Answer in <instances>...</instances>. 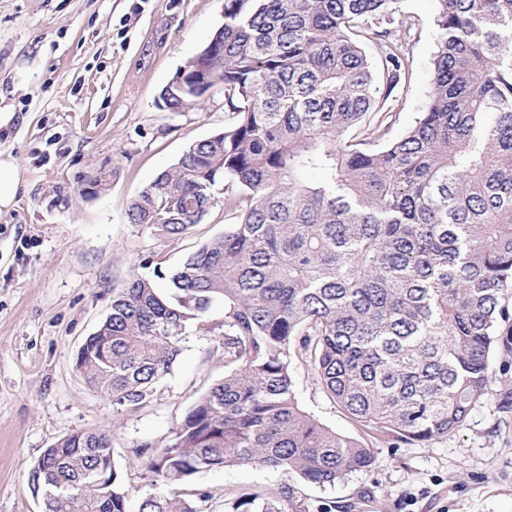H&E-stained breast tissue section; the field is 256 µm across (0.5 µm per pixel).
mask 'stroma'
Listing matches in <instances>:
<instances>
[{
    "instance_id": "stroma-1",
    "label": "stroma",
    "mask_w": 512,
    "mask_h": 512,
    "mask_svg": "<svg viewBox=\"0 0 512 512\" xmlns=\"http://www.w3.org/2000/svg\"><path fill=\"white\" fill-rule=\"evenodd\" d=\"M405 10L414 25L394 31L412 75L394 106L392 139L414 125L436 51L433 0H406ZM223 12L224 0H0V103L13 114L0 128V150L23 169L15 208L0 214V512H44L33 463L59 438L87 430L110 432L130 497L151 491L138 448L163 446L224 378L219 338L196 334L133 409L88 388L76 369L113 290L136 273L167 292L153 261L175 268L231 222L219 204L181 238L163 239L128 219L159 172L234 120L220 91L184 112L158 100ZM26 60L39 68L23 81L16 68ZM96 178L101 186L82 194ZM500 331L489 393L448 438L396 445L359 425L294 361L299 404L372 447L373 467L325 485L273 468H214L195 474L187 493L208 494L199 512H230L235 498L253 493L277 495L280 512H512V325Z\"/></svg>"
}]
</instances>
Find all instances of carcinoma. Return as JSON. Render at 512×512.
<instances>
[{"label": "carcinoma", "mask_w": 512, "mask_h": 512, "mask_svg": "<svg viewBox=\"0 0 512 512\" xmlns=\"http://www.w3.org/2000/svg\"><path fill=\"white\" fill-rule=\"evenodd\" d=\"M405 0H224L184 65L209 79L160 93L171 112L224 91L235 121L191 144L132 201L163 239L224 194V236L168 275H134L86 338L78 371L130 408L169 373L190 330L224 305V380L144 461L156 492L129 493L109 435L84 431L30 471L46 512H199L176 488L255 465L315 484L371 468L369 445L305 412L294 356L360 425L425 447L490 390L489 358L512 288V0H434L427 100L401 137L379 131L411 67L392 26ZM380 48L374 67L365 46ZM233 512H278L239 497Z\"/></svg>", "instance_id": "obj_1"}]
</instances>
